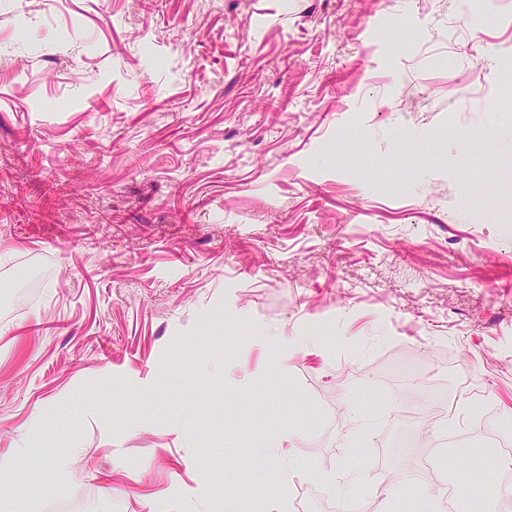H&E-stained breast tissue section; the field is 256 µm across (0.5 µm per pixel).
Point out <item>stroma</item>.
Returning <instances> with one entry per match:
<instances>
[{
    "mask_svg": "<svg viewBox=\"0 0 512 512\" xmlns=\"http://www.w3.org/2000/svg\"><path fill=\"white\" fill-rule=\"evenodd\" d=\"M511 408L512 0H0V512H501Z\"/></svg>",
    "mask_w": 512,
    "mask_h": 512,
    "instance_id": "1",
    "label": "stroma"
}]
</instances>
